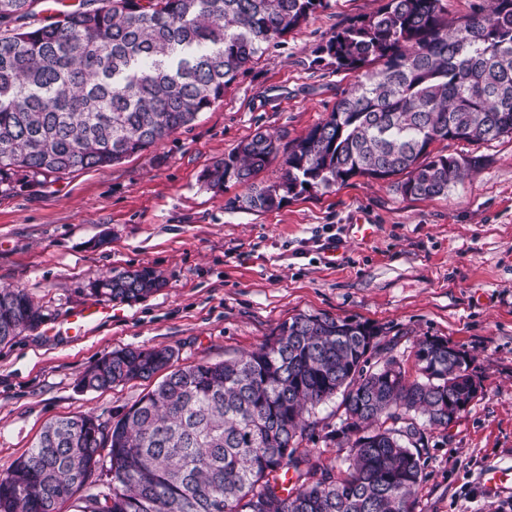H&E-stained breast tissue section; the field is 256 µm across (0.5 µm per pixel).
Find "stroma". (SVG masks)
Here are the masks:
<instances>
[{"label":"stroma","instance_id":"obj_1","mask_svg":"<svg viewBox=\"0 0 512 512\" xmlns=\"http://www.w3.org/2000/svg\"><path fill=\"white\" fill-rule=\"evenodd\" d=\"M381 4L330 0L148 151L0 193V288L25 289L46 315L0 346V473L47 422L78 410L112 420L152 388L78 390L79 375L114 349L167 347L180 366L216 362L255 349L286 319L324 313L379 326L410 372L427 336L471 357L481 392L449 428L429 432L414 512H512V493L490 500L478 483L486 467L512 464V135L441 142L478 163L433 199L357 176L250 211L233 203L242 187L216 192L201 181L256 131L292 140L325 120L355 78L317 49ZM358 224L370 226L366 238ZM143 267L163 274L160 291L112 303L107 318L66 333L74 311L100 304L92 278Z\"/></svg>","mask_w":512,"mask_h":512}]
</instances>
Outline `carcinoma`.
Segmentation results:
<instances>
[{"instance_id":"obj_1","label":"carcinoma","mask_w":512,"mask_h":512,"mask_svg":"<svg viewBox=\"0 0 512 512\" xmlns=\"http://www.w3.org/2000/svg\"><path fill=\"white\" fill-rule=\"evenodd\" d=\"M35 24L33 0H0V190L18 173L60 178L142 153L190 124L329 0H80ZM318 52L358 78L323 122L285 145L262 131L207 167L202 182L245 187L246 210L290 195L392 179L406 198L448 194L478 160L433 153L448 140L512 135V0H488L462 24L445 0H384ZM282 174L255 178L278 156ZM90 293L133 301L160 290L149 268L95 278ZM44 319L22 288H0V345ZM367 321L300 313L256 349L174 365L164 348H119L82 373L107 390L167 371L114 422L87 412L48 422L0 474V512H413L418 449L448 402L471 403L470 360L446 339L415 344L411 380ZM377 357L369 366L371 357ZM341 398L324 433L335 456L302 443L310 409ZM109 458V493L79 496Z\"/></svg>"}]
</instances>
